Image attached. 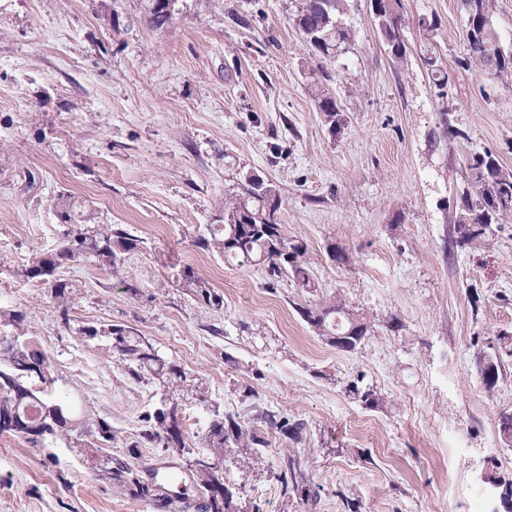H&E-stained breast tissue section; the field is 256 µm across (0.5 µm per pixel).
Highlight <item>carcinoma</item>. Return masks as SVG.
Masks as SVG:
<instances>
[{
  "label": "carcinoma",
  "mask_w": 512,
  "mask_h": 512,
  "mask_svg": "<svg viewBox=\"0 0 512 512\" xmlns=\"http://www.w3.org/2000/svg\"><path fill=\"white\" fill-rule=\"evenodd\" d=\"M172 0H148L147 11L155 25L163 26L171 14L165 12ZM292 21L303 40L322 60L335 61L354 49L352 26L347 22L344 0H294ZM466 20L467 54L456 61L461 68L483 66L501 76H512V54L503 50L494 23V0H459ZM372 13L394 63H405L407 41L404 34L403 0H372ZM434 84L444 89L452 82V73L438 66L437 52L424 58ZM318 108L328 121L336 122L340 111L336 98L318 85L315 89ZM466 184L460 195L453 226L452 242L460 248H475L493 234L492 225L501 216L512 213V172L502 169L495 155L486 151L474 154L466 163ZM281 201L272 185L244 178L236 190L224 198V223L209 225L210 236L198 238L205 250L219 253L225 259L244 264L264 263L273 277L287 276L294 287L309 292L316 287L313 275L304 261L306 245L285 235L280 223L272 220ZM61 236L56 248L40 253L24 269V275L40 281L51 290L57 301L58 317L63 328L78 339H99L106 349L121 360L135 380L158 382L163 390L160 407L144 416L146 428L141 438L157 442L176 453L187 448L186 433L179 406L194 399L203 401L202 386L188 380L175 362L164 360L154 340L124 324L81 323L74 325L71 307L74 301L72 282L58 275L68 262H83L119 273L123 255L137 248L136 240L110 224H74L70 211L60 212ZM180 285L210 309L224 307V297L208 287L190 267L180 277ZM299 314L317 335L335 345L338 336H352L354 343L340 350H356L372 332L366 318L349 312L346 300L301 307ZM19 313L0 312V436H13L34 447L61 442L69 448L87 451L98 460L90 468L96 479L107 481L118 491L131 490L152 502L156 512H186L194 507L199 512H234V492L224 479V449L237 448L242 458L251 459L270 446V438L280 435L299 442L305 425L274 411L260 412L266 424L262 430L251 421L231 413L218 415L202 438L206 447L192 459L190 471L197 478L201 501L193 506L163 491V486L145 480L127 463L103 451L100 443L112 441V426L103 418L90 425L81 401L58 399L56 378L51 361L36 348L31 337L20 331ZM498 356L491 359L479 355L475 359L477 373L485 387L493 389L502 374L501 354L512 356V332L497 336ZM95 442L84 444V438ZM278 481L283 493H300L303 501H317L318 490L308 483L299 460L291 455L281 459Z\"/></svg>",
  "instance_id": "cac0c4a2"
}]
</instances>
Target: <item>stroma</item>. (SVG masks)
I'll return each instance as SVG.
<instances>
[{
  "instance_id": "35a3bbf8",
  "label": "stroma",
  "mask_w": 512,
  "mask_h": 512,
  "mask_svg": "<svg viewBox=\"0 0 512 512\" xmlns=\"http://www.w3.org/2000/svg\"><path fill=\"white\" fill-rule=\"evenodd\" d=\"M347 4L355 48L324 68L292 24L293 0H175L161 27L144 0H0V311L22 313L62 394L110 422L113 457L143 473L187 472L189 455L140 437L159 387L130 379L103 341L62 328L49 291L20 274L54 248L56 209L70 204L139 241L119 274L61 269L75 285L73 316L134 327L203 383L204 402L185 407L187 445L199 447L218 410L305 423L301 444L272 439L249 470L227 474L240 512H345L348 501L358 512H492L491 482L512 477L499 432L512 357L490 391L474 359L512 331V215L479 249L453 246L450 229L467 158L489 150L512 171V80L455 69L465 54L457 0H403L398 66L370 0ZM425 16L437 18L438 56L455 70L444 92L421 58ZM324 69L340 106L332 123L311 91ZM446 117L463 138H447ZM243 167L279 194L316 291L285 276L268 288L264 266L198 247ZM188 266L223 309L178 285ZM336 294L371 321L358 350L332 347L298 313ZM358 379L377 406L348 393ZM286 449L317 502L283 494ZM0 512L154 510L94 480L65 445L0 437Z\"/></svg>"
}]
</instances>
